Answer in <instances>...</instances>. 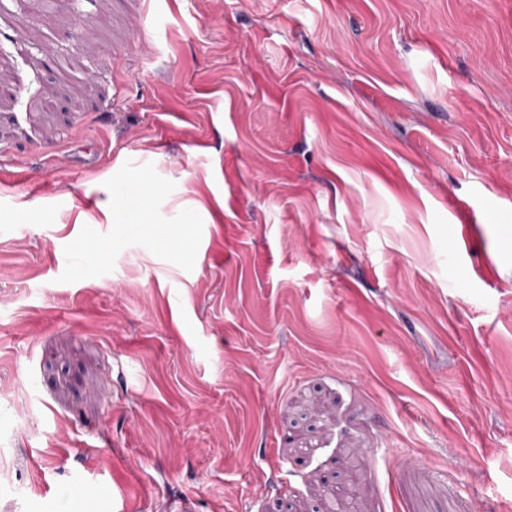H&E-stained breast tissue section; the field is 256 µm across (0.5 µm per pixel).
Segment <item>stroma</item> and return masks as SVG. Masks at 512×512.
Returning a JSON list of instances; mask_svg holds the SVG:
<instances>
[{"label":"stroma","instance_id":"1","mask_svg":"<svg viewBox=\"0 0 512 512\" xmlns=\"http://www.w3.org/2000/svg\"><path fill=\"white\" fill-rule=\"evenodd\" d=\"M356 485L512 512V0H0V512Z\"/></svg>","mask_w":512,"mask_h":512}]
</instances>
